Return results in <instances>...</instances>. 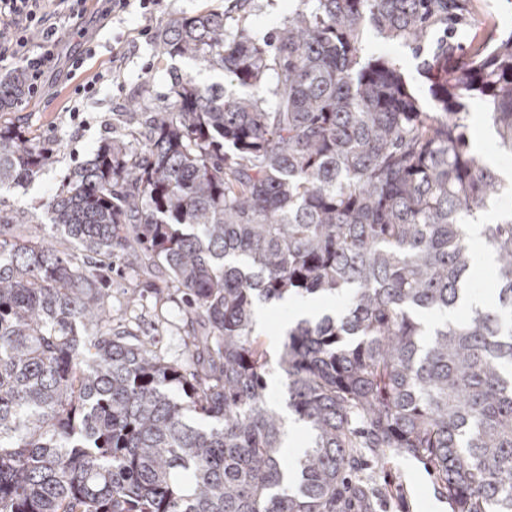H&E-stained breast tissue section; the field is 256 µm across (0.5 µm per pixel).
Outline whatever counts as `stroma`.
Here are the masks:
<instances>
[{"instance_id": "35a3bbf8", "label": "stroma", "mask_w": 512, "mask_h": 512, "mask_svg": "<svg viewBox=\"0 0 512 512\" xmlns=\"http://www.w3.org/2000/svg\"><path fill=\"white\" fill-rule=\"evenodd\" d=\"M202 12L227 14L232 30L261 35L281 25L290 7L288 0H164L154 15L144 16L135 10L112 19L103 29L91 13L79 22L60 20V58L47 68L39 97L24 100L13 111L0 112V123L20 125L37 139L58 144L59 149L54 160L32 181L0 189V211L9 213L21 208L31 212L37 219L29 227L32 235L49 238L50 227L42 222L44 200L68 182L99 146L111 140L134 96L144 91L156 97L164 95L177 73L190 75L203 85L221 82L219 73L202 65L179 57L161 61L154 51L155 35L166 23ZM81 26L99 29L97 40L85 43L77 34ZM145 26L150 28V36L140 35V28ZM510 29L512 0H469L466 16L449 24L448 42L457 58L463 59L470 43L483 40L492 31ZM363 40L368 52L391 59L422 106L433 110L434 102L421 72V55L412 47L383 38L370 27L365 28ZM75 54L86 59L85 72L76 75L67 70V62ZM98 72L104 78L95 94L79 99L77 87ZM169 285L166 270L146 278L134 267L117 261L112 264L109 286L113 310H123L130 289H139L141 300L129 313L130 327L152 342L166 361L186 364L190 361V323L178 296L170 295ZM361 456L369 512H453L445 491L420 461L394 454L379 467L370 449H362Z\"/></svg>"}]
</instances>
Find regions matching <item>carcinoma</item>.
Segmentation results:
<instances>
[{
  "label": "carcinoma",
  "mask_w": 512,
  "mask_h": 512,
  "mask_svg": "<svg viewBox=\"0 0 512 512\" xmlns=\"http://www.w3.org/2000/svg\"><path fill=\"white\" fill-rule=\"evenodd\" d=\"M467 0H298L268 36L209 12L174 19L162 58L224 74L176 75L44 203L53 240L0 213V512H353L360 448L432 468L454 512H512V214L483 224L493 307L426 328L468 297L463 215L512 184L471 150L467 103L485 104L512 155V30L424 63L437 111L394 62L363 53L370 24L417 47ZM268 104L247 90L266 71ZM0 78V112L25 97ZM53 156L0 126V188ZM122 258L159 267L199 333L192 363L164 361L108 307ZM338 298L301 320L276 362L258 302ZM276 368L310 447L288 465Z\"/></svg>",
  "instance_id": "carcinoma-1"
}]
</instances>
